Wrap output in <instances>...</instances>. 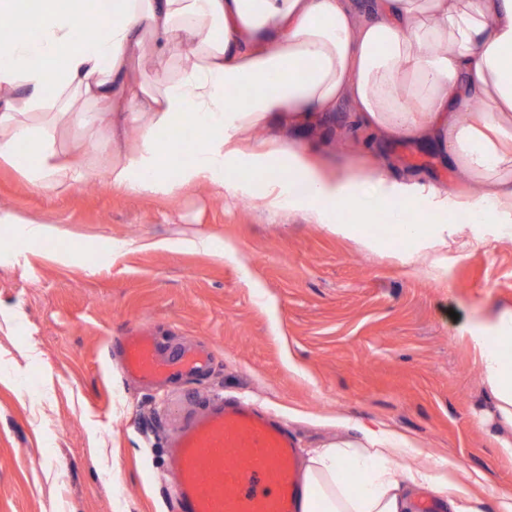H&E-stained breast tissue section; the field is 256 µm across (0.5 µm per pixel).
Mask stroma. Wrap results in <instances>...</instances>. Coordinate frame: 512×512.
Masks as SVG:
<instances>
[{
    "label": "stroma",
    "instance_id": "obj_1",
    "mask_svg": "<svg viewBox=\"0 0 512 512\" xmlns=\"http://www.w3.org/2000/svg\"><path fill=\"white\" fill-rule=\"evenodd\" d=\"M294 140L335 174L372 162L344 108ZM383 153L398 175L470 193L425 150ZM0 208L55 230L46 249L0 254V512H177L170 440L220 393L269 410L300 450L385 428L480 475L485 512L512 496V423L468 334L512 310L498 225L460 224L431 269L206 186L45 194L0 164ZM206 238L236 259L195 249ZM111 241L129 245L115 262L99 255ZM134 329L206 350L209 368L139 383L121 348Z\"/></svg>",
    "mask_w": 512,
    "mask_h": 512
}]
</instances>
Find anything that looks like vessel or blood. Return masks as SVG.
I'll return each instance as SVG.
<instances>
[{"label":"vessel or blood","instance_id":"1","mask_svg":"<svg viewBox=\"0 0 512 512\" xmlns=\"http://www.w3.org/2000/svg\"><path fill=\"white\" fill-rule=\"evenodd\" d=\"M204 363L198 355L162 359L140 333L127 339L126 367L146 381L191 376ZM173 446L178 512H299L296 443L261 408L216 398L179 428Z\"/></svg>","mask_w":512,"mask_h":512}]
</instances>
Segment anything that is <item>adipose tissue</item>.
<instances>
[{"label":"adipose tissue","mask_w":512,"mask_h":512,"mask_svg":"<svg viewBox=\"0 0 512 512\" xmlns=\"http://www.w3.org/2000/svg\"><path fill=\"white\" fill-rule=\"evenodd\" d=\"M0 0L13 35L0 41V163L39 191L97 180L131 195L205 185L245 197L254 182L270 215L289 213L374 252L383 238L362 222L363 195L396 225L409 259L448 245L444 224H411L410 212L464 207L474 221L512 223V0H110L81 37L84 0ZM150 58L155 70L137 68ZM243 90L245 105L229 94ZM107 123L111 165L91 169L60 151L57 125L82 123L85 106ZM348 106L386 142L427 147L464 181L447 188L397 178L386 159L331 174L295 141L251 146L272 120L289 131ZM205 135L190 162L175 132ZM140 142L129 147L130 131ZM484 375L500 417L512 423V311L474 323ZM471 474L368 429L364 440L311 449L302 512H413V492L447 495L451 512H482Z\"/></svg>","instance_id":"ef3b65f1"}]
</instances>
